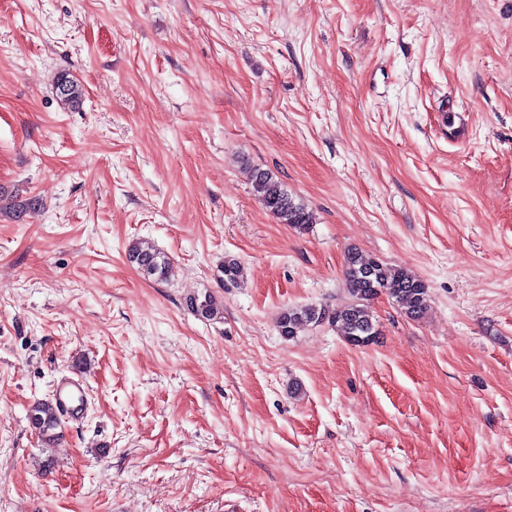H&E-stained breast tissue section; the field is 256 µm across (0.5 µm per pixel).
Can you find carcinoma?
Wrapping results in <instances>:
<instances>
[{
    "label": "carcinoma",
    "mask_w": 512,
    "mask_h": 512,
    "mask_svg": "<svg viewBox=\"0 0 512 512\" xmlns=\"http://www.w3.org/2000/svg\"><path fill=\"white\" fill-rule=\"evenodd\" d=\"M57 96L62 105L71 109L80 106L82 90L77 79L62 73L57 78ZM253 190L265 208L281 224L304 229L313 223V215L301 204L295 202L281 182L272 173L256 169L252 172ZM130 262L147 277L163 280L169 272V263L160 252L145 242H135L128 249ZM224 287L240 285L243 271L241 263L232 256L224 258L222 267ZM345 276L352 301L341 308L329 309L317 305L289 307L280 313L277 328L281 336L292 339L298 332L326 323L336 330L353 346L372 343L376 325L370 309V301L384 293L413 320L423 318L429 308L427 285L403 268L387 266L378 261H367L355 249L345 256ZM188 307L198 317L212 320L219 314V307L210 294L200 299L193 297ZM28 419L42 441H55L54 430L59 418L49 403L36 401L29 409Z\"/></svg>",
    "instance_id": "obj_1"
}]
</instances>
